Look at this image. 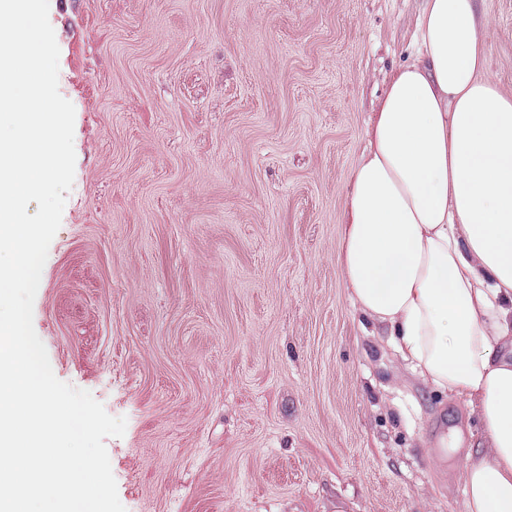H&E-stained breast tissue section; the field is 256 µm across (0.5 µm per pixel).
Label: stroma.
<instances>
[{
    "label": "stroma",
    "instance_id": "obj_1",
    "mask_svg": "<svg viewBox=\"0 0 512 512\" xmlns=\"http://www.w3.org/2000/svg\"><path fill=\"white\" fill-rule=\"evenodd\" d=\"M423 0H49L75 176L33 325L126 512H464L475 425L394 381L336 262ZM512 91V0H476ZM456 430L449 460L437 449Z\"/></svg>",
    "mask_w": 512,
    "mask_h": 512
}]
</instances>
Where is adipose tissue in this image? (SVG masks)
I'll return each instance as SVG.
<instances>
[{"mask_svg":"<svg viewBox=\"0 0 512 512\" xmlns=\"http://www.w3.org/2000/svg\"><path fill=\"white\" fill-rule=\"evenodd\" d=\"M475 0H424L350 173L337 249L401 382L465 400L466 512H512V92L486 78Z\"/></svg>","mask_w":512,"mask_h":512,"instance_id":"ef3b65f1","label":"adipose tissue"}]
</instances>
